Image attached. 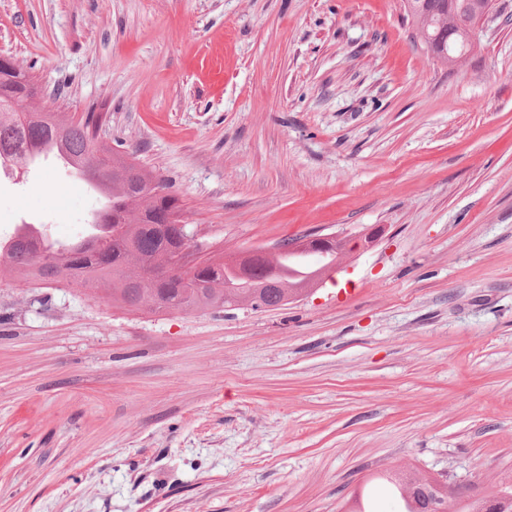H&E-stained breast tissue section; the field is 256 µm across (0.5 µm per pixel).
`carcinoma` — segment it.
Listing matches in <instances>:
<instances>
[{"label":"carcinoma","mask_w":512,"mask_h":512,"mask_svg":"<svg viewBox=\"0 0 512 512\" xmlns=\"http://www.w3.org/2000/svg\"><path fill=\"white\" fill-rule=\"evenodd\" d=\"M415 38L434 58L454 66L469 53L477 30L493 19L490 0H404ZM38 86L10 57L0 56V167L22 166L41 157L50 145L74 173L99 176L112 196V221L97 211L85 236L97 242L98 256L78 248L48 249L14 235L0 240V266L45 284L64 283L105 291L112 302L132 311L181 308L190 313L233 307L252 289L241 287L224 258H203L182 276L168 274L178 263L183 233L172 217L180 213L176 195L162 180L134 161L96 145L101 115L86 112L66 119H28L23 109ZM384 479L401 495L404 512L448 508V488L425 477L409 486L405 473ZM461 512H512V484L503 482L486 497H469Z\"/></svg>","instance_id":"1"}]
</instances>
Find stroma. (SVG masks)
Here are the masks:
<instances>
[{
    "label": "stroma",
    "mask_w": 512,
    "mask_h": 512,
    "mask_svg": "<svg viewBox=\"0 0 512 512\" xmlns=\"http://www.w3.org/2000/svg\"><path fill=\"white\" fill-rule=\"evenodd\" d=\"M466 64L403 0H0L44 105L163 178L206 256L352 242L276 309L131 312L0 268V512H399L512 475V0ZM99 200L0 175V239ZM384 233L356 248L374 226ZM288 249V253H299V252H311V251H322L328 248L336 250L332 262L333 266L339 260L336 254L342 255L343 253L350 251L348 242L337 234H320V231L303 234L296 238L289 239L288 244L285 247L283 243L277 242L270 247L263 248L261 250L264 254L276 253L282 250ZM406 472H394L384 479L401 495L406 509L402 512H447L448 488L424 476L411 488L406 481ZM440 508L447 511H438Z\"/></svg>",
    "instance_id": "obj_1"
}]
</instances>
